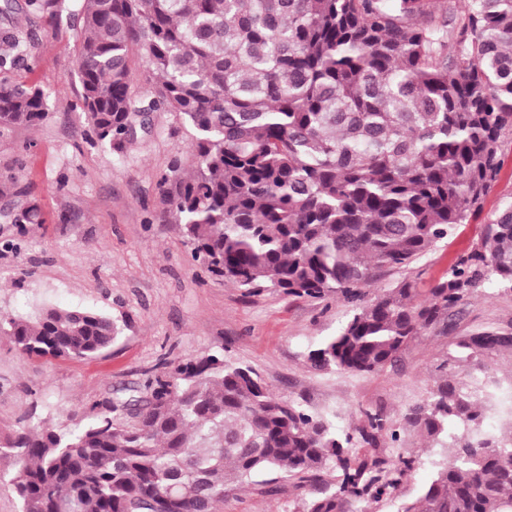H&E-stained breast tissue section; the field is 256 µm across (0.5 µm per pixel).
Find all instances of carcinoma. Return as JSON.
Here are the masks:
<instances>
[{
	"label": "carcinoma",
	"mask_w": 512,
	"mask_h": 512,
	"mask_svg": "<svg viewBox=\"0 0 512 512\" xmlns=\"http://www.w3.org/2000/svg\"><path fill=\"white\" fill-rule=\"evenodd\" d=\"M66 0H4L1 14L57 15ZM464 20L454 22V9ZM78 105L116 153L161 107L193 132L194 169L160 182L194 256L247 293L272 288L346 301L377 271L406 268L481 205L512 135V0H81ZM20 41L0 51L32 70ZM156 74L149 102L132 94L133 65ZM48 118L44 91L0 82V132ZM512 292V203L429 290L379 289L340 332L308 353L311 367L375 373L421 330L448 319L485 282ZM0 335L28 357L90 358L117 335L91 309L0 315ZM406 425L447 449L432 478L401 498L420 457L383 455L397 441L381 410H358L341 435L328 420L273 395L250 366L220 353L167 364L132 400L90 407L59 432L6 440L19 462L22 512H220L231 486L280 473L321 483L302 512H512V414L483 430L485 410L512 403V380L485 361L512 353V331L462 337ZM480 386L460 381L474 369Z\"/></svg>",
	"instance_id": "carcinoma-1"
}]
</instances>
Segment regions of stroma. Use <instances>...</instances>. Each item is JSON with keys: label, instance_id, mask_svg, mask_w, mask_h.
<instances>
[{"label": "stroma", "instance_id": "stroma-1", "mask_svg": "<svg viewBox=\"0 0 512 512\" xmlns=\"http://www.w3.org/2000/svg\"><path fill=\"white\" fill-rule=\"evenodd\" d=\"M16 36L31 42L34 69L4 78L40 85L49 116L40 127L0 133V178L13 181L0 195V314L32 317L50 305L87 308L110 316L119 333L108 349L80 361L32 359L0 335V437L41 423L70 430L87 422L91 404L142 388L163 363L212 352L254 367L275 396L329 418L338 429L357 425L361 407L398 421L427 399L434 368L455 353L461 337L512 329V292L487 283L380 372L312 369L309 350L341 330L354 303L274 290L247 294L216 280L193 259L159 187L173 160L191 169V130L183 117L152 112L147 131L125 153H115L89 134L77 105L74 12L39 19L0 15V42ZM499 154L500 174L481 207L410 267L381 271L378 287L411 280L417 300L426 298L512 202L511 135ZM32 205L40 223H19ZM398 432L388 453L407 449L423 458L403 481L407 497L430 480L444 450L426 447L412 428L400 425ZM318 492V486L286 477L270 486H236L225 491L221 512H297Z\"/></svg>", "mask_w": 512, "mask_h": 512}]
</instances>
